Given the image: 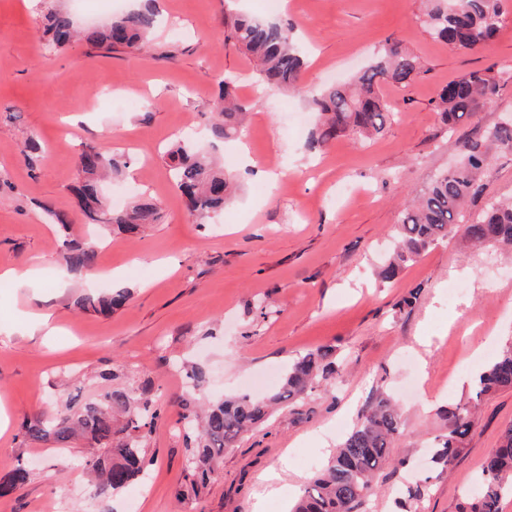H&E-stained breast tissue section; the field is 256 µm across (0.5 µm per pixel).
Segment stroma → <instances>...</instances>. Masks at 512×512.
<instances>
[{
  "label": "stroma",
  "mask_w": 512,
  "mask_h": 512,
  "mask_svg": "<svg viewBox=\"0 0 512 512\" xmlns=\"http://www.w3.org/2000/svg\"><path fill=\"white\" fill-rule=\"evenodd\" d=\"M154 6L160 24L143 52L102 54L84 42L49 49L48 0H0V271L38 269L31 279L0 281V479L19 462L30 470L23 487L0 496V512H289L293 489L315 474L306 458L325 464L381 392L402 408L404 433L391 455L409 466H385L380 491L358 512H459L512 425V388L483 397L450 469L432 467L427 450L446 432L447 410L468 402L477 370L512 338V250L473 247L458 224L394 282L379 283L375 271L408 197L456 160L458 140L512 111L511 82L452 132L431 105L469 71L512 67V0L495 39L474 51L435 39L423 0H284L275 15L308 52L296 92L265 87L247 55L224 45L225 14H265L264 0ZM390 40L420 56L425 71L408 87H383L396 111L386 131L308 152V98L349 81ZM226 77L250 116L241 137L214 155L239 190L201 225L164 152L184 128L209 126ZM32 134L42 150L30 162L22 149ZM87 144L127 154L130 168L108 193L136 187L158 204L160 219L133 237L102 232L94 268L78 274L67 272L61 251L64 237L86 231L72 188ZM481 184L467 218L488 200L512 198V154H494ZM48 207L70 219V234L47 220ZM452 281L460 287L453 300ZM105 282L130 289V300L109 314L75 307ZM414 289L415 304L399 308ZM264 303L277 315L262 317ZM43 315L51 333L34 329ZM322 345L335 348L342 383L314 389L302 419L284 411L245 435L207 488L184 496L182 363L204 369L210 398L263 395L292 357ZM147 381L162 412L145 442V488L98 499L83 469L88 443L59 450L22 440L28 419L72 396ZM423 473L429 491L410 499Z\"/></svg>",
  "instance_id": "35a3bbf8"
}]
</instances>
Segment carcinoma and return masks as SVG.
<instances>
[{"instance_id": "cac0c4a2", "label": "carcinoma", "mask_w": 512, "mask_h": 512, "mask_svg": "<svg viewBox=\"0 0 512 512\" xmlns=\"http://www.w3.org/2000/svg\"><path fill=\"white\" fill-rule=\"evenodd\" d=\"M425 22L432 35L456 51H472L498 32L503 16V0H427ZM157 25L151 6L133 9L101 27L79 29L70 12L56 6L47 13L45 34L49 45L63 49L76 40L106 52H136L147 45ZM225 44L249 55L256 63L260 80L280 90L297 89L306 65L305 56L290 36L288 28L268 18L236 15L224 21ZM423 72L420 57L387 43L373 62L353 83L327 88L308 100L309 110L318 115L308 150H321L340 136L365 142L381 135L395 112L381 95V86L406 87ZM512 82V70L488 67L473 70L443 86L433 101L434 111L453 130L492 103L502 87ZM219 111L209 125L214 139H234L242 132L248 108L232 93L230 82L221 81ZM512 153V120L497 122L479 138L459 142L458 162L439 173L421 192L408 199L402 209L392 254L378 267L376 275L392 282L410 264L448 236L449 229L464 216V206L481 192V175L489 164L490 151ZM167 164L178 189L186 197L191 212L208 221L224 210L234 193L223 167L207 147L193 140L175 144L166 154ZM81 173L76 187L79 207L90 224L108 230L117 228L138 233L159 219L156 205L139 200L121 211L106 208L100 180L127 165L121 156L101 146H84L78 155ZM468 239L475 245L512 247V201H492L484 212L465 225ZM97 242L66 238L63 259L72 273L95 265ZM129 298L125 288H109L96 295L78 298L82 311L110 312ZM343 377L335 351L318 347L298 354L272 394L256 398L248 394L202 402L195 388L204 378L194 367L189 379L192 390L180 407L185 435L193 448L185 466L189 492L198 495L205 489L217 462L246 433L264 423L280 407L302 416L309 393L320 384L329 388ZM151 384L140 392L128 388L104 391L91 402L72 398L54 415L35 417L25 423V439L35 443L66 446L78 437L104 449V453L85 460L93 476L95 494L111 497L142 478L146 469L144 439L147 429L159 415L148 398ZM500 388H512V342L487 365L476 380L473 403L448 412L447 433L435 437L431 462L443 469L450 466L472 424L481 396ZM404 423L399 406L389 395H379L358 416L352 429L330 456L321 474L302 491L294 512H357L369 496L379 491L377 476L390 464L406 465V459L391 458V448L402 435ZM30 472L16 464L0 485V492H12L25 485ZM479 492L470 512H502L505 496L512 495V425L500 436L499 445L485 460L478 479Z\"/></svg>"}]
</instances>
